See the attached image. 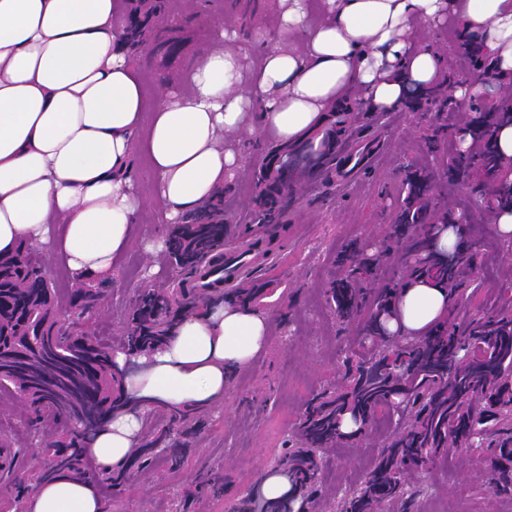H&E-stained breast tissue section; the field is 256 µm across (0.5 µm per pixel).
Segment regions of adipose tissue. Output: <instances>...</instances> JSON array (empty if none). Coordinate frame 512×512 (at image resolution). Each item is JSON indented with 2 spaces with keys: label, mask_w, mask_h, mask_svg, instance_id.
<instances>
[{
  "label": "adipose tissue",
  "mask_w": 512,
  "mask_h": 512,
  "mask_svg": "<svg viewBox=\"0 0 512 512\" xmlns=\"http://www.w3.org/2000/svg\"><path fill=\"white\" fill-rule=\"evenodd\" d=\"M124 0H0V255L29 244L70 273L104 277L134 244L147 200L130 163L146 152L152 198L178 222L222 188L241 164V133L290 144L323 131L330 107L356 100L398 109L410 90L445 79L413 31L440 23L482 44L512 82V0H278L257 67L234 28L178 83H163L144 114L137 67L116 23ZM452 299L417 272L399 296L392 333L420 337L446 320ZM258 310L205 300L147 354L112 350L127 407L89 452L109 470L138 448L147 407L205 411L223 405L233 377L269 343ZM22 512H107L90 479L41 483Z\"/></svg>",
  "instance_id": "obj_1"
}]
</instances>
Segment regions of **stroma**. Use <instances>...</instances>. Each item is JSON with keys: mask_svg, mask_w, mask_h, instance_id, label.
Masks as SVG:
<instances>
[{"mask_svg": "<svg viewBox=\"0 0 512 512\" xmlns=\"http://www.w3.org/2000/svg\"><path fill=\"white\" fill-rule=\"evenodd\" d=\"M277 0H196L201 23L185 24L181 4H173L163 22L180 43L176 54L158 51L156 61L141 65L147 95H154L167 73L191 66L210 40V26L228 24L239 30L270 27ZM460 29L438 26L423 35L424 44L439 55L453 82L468 81L474 67L456 53ZM373 126L378 143L365 168L325 182L303 186L288 223L272 229L252 223L249 214L254 192L252 171L264 157L265 143L239 136L236 144L243 168L224 186L225 214L231 229L228 244L241 245L263 237L272 255L265 268L253 275L269 292L263 311L272 322L268 348L252 365L238 373L223 406L209 410V426L193 437L192 451L176 472L158 469L120 493L107 495V512H179L185 490L201 477L225 474L231 479L221 496L195 497L191 512H228L234 499L247 494L260 473L290 438L306 400L336 373L346 351L356 344V325H339L324 290L339 275L336 256L352 240L375 251L393 223L405 197L406 166L437 171L430 193L439 208L465 210L470 222L466 240L477 244V273L465 291L458 314L498 310L503 294L512 287V249L501 240L481 197L442 173L456 150V117L434 112L424 104L379 112ZM170 229L160 210L150 208L133 226L138 242L112 268L105 301L95 318L102 336L116 340L136 288L142 287L145 269L159 265L154 284L169 287L179 272L140 249V242L166 238ZM0 438L18 454L0 470V502L15 497L16 478L31 474L39 464L35 441L13 400L0 401ZM378 453L373 442L357 448H339L325 473L332 486L343 488L360 479ZM480 456L448 459L425 474L433 495L427 512H512V500L484 491Z\"/></svg>", "mask_w": 512, "mask_h": 512, "instance_id": "obj_1", "label": "stroma"}]
</instances>
